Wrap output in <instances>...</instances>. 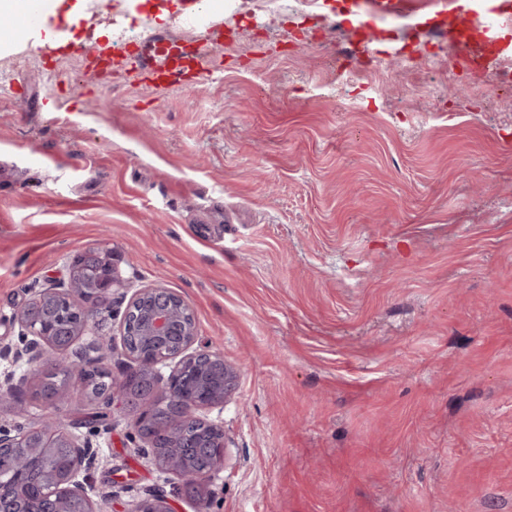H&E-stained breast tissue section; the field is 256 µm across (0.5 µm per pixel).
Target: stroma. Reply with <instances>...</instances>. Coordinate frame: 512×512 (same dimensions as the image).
I'll list each match as a JSON object with an SVG mask.
<instances>
[{"label":"stroma","mask_w":512,"mask_h":512,"mask_svg":"<svg viewBox=\"0 0 512 512\" xmlns=\"http://www.w3.org/2000/svg\"><path fill=\"white\" fill-rule=\"evenodd\" d=\"M162 27L126 0L0 57V339L34 289L109 244L130 288L191 304L239 371L209 410L233 453L200 505L160 472L132 408L92 435L89 495L129 512H512V84L458 67L445 34L498 0H182ZM374 34L364 38L361 22ZM105 37H97V30ZM126 37V70L90 46ZM220 31L214 74L164 91L145 64ZM394 59L372 88L371 57ZM23 392L0 424L76 423ZM129 512H174L168 498L158 492L148 491L144 493L132 505Z\"/></svg>","instance_id":"obj_1"}]
</instances>
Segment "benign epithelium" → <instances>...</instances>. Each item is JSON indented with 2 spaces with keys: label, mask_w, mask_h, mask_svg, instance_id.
Here are the masks:
<instances>
[{
  "label": "benign epithelium",
  "mask_w": 512,
  "mask_h": 512,
  "mask_svg": "<svg viewBox=\"0 0 512 512\" xmlns=\"http://www.w3.org/2000/svg\"><path fill=\"white\" fill-rule=\"evenodd\" d=\"M124 287L112 249L98 247L75 257L66 276L35 289L11 317L16 339L0 341V361L12 365L0 373V405L14 402L30 380L51 368L62 379L54 392L40 395L53 403L60 400L66 378L83 365L73 345L95 327L112 291ZM120 323L123 353L134 367L122 386L109 383L91 393L92 400L105 409L116 401L135 407L141 429L150 426L157 401L169 404L172 423L162 432L165 452L150 443L152 462L164 472L182 476V495L202 504L208 500V482L230 448L223 427L201 411L221 409L234 400L239 372L223 355L196 345L194 311L182 294L170 288L135 289L120 312ZM172 359L176 364L165 376L161 368ZM6 450L21 462L29 458L42 465L43 512H94L88 480L99 453L91 438L50 421L27 427L0 425V453ZM23 495L20 480H1L0 512H25ZM130 512L173 509L166 496L148 491Z\"/></svg>",
  "instance_id": "7a95c632"
}]
</instances>
